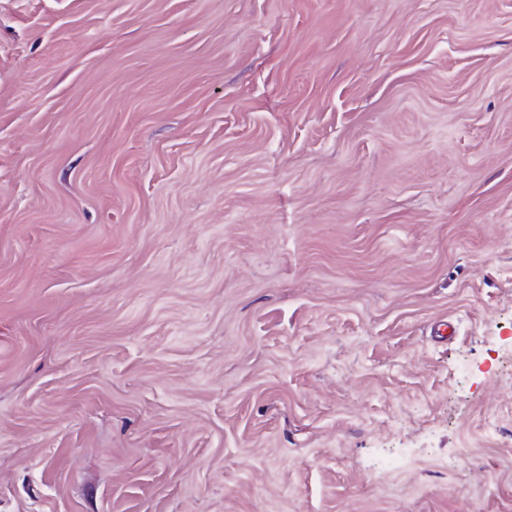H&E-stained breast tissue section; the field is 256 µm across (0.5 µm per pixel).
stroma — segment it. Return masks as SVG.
<instances>
[{
	"label": "stroma",
	"instance_id": "obj_1",
	"mask_svg": "<svg viewBox=\"0 0 512 512\" xmlns=\"http://www.w3.org/2000/svg\"><path fill=\"white\" fill-rule=\"evenodd\" d=\"M0 512H512V0H0Z\"/></svg>",
	"mask_w": 512,
	"mask_h": 512
}]
</instances>
